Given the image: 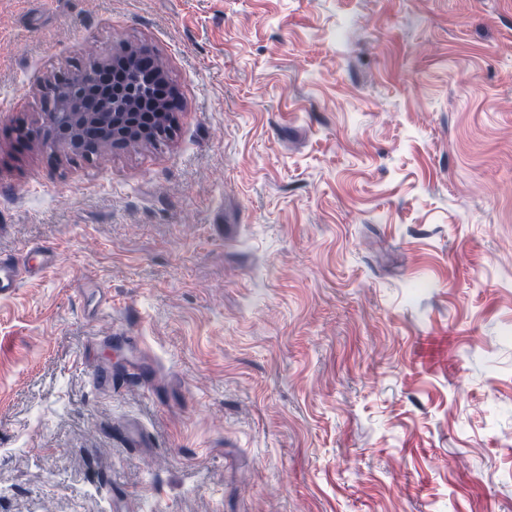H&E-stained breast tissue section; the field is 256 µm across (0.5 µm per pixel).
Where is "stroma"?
<instances>
[{"label":"stroma","mask_w":512,"mask_h":512,"mask_svg":"<svg viewBox=\"0 0 512 512\" xmlns=\"http://www.w3.org/2000/svg\"><path fill=\"white\" fill-rule=\"evenodd\" d=\"M133 46L170 139L47 154L44 84ZM33 246L0 512H512V0H0Z\"/></svg>","instance_id":"35a3bbf8"}]
</instances>
